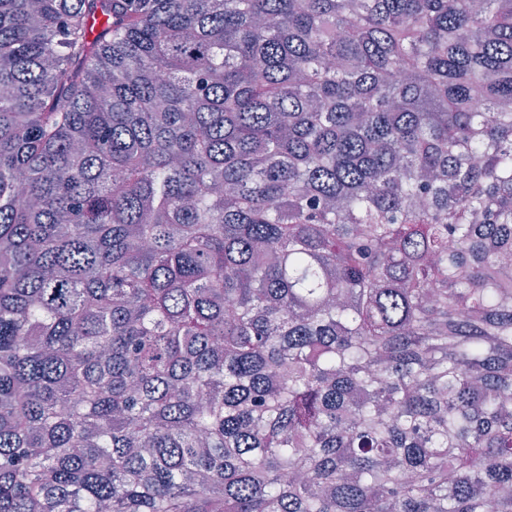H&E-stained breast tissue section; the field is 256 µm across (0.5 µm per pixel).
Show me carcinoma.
<instances>
[{
  "label": "carcinoma",
  "instance_id": "obj_1",
  "mask_svg": "<svg viewBox=\"0 0 512 512\" xmlns=\"http://www.w3.org/2000/svg\"><path fill=\"white\" fill-rule=\"evenodd\" d=\"M0 512H512V0H0Z\"/></svg>",
  "mask_w": 512,
  "mask_h": 512
}]
</instances>
